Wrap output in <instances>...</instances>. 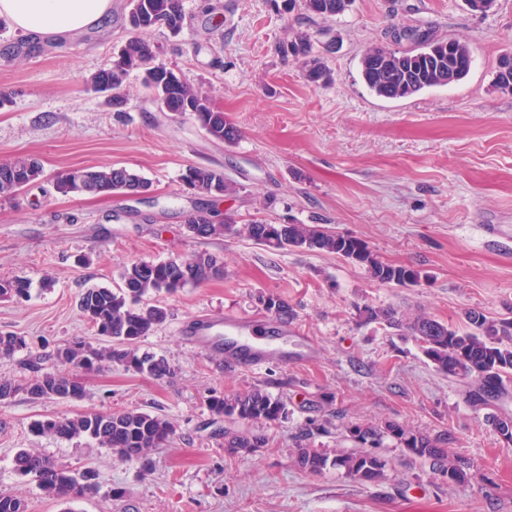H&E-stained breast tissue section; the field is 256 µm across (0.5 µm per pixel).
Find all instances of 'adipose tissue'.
I'll return each mask as SVG.
<instances>
[{
  "label": "adipose tissue",
  "instance_id": "obj_1",
  "mask_svg": "<svg viewBox=\"0 0 512 512\" xmlns=\"http://www.w3.org/2000/svg\"><path fill=\"white\" fill-rule=\"evenodd\" d=\"M111 12L112 0H0V18L33 34L77 32Z\"/></svg>",
  "mask_w": 512,
  "mask_h": 512
}]
</instances>
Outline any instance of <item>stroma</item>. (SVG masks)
Instances as JSON below:
<instances>
[{
	"instance_id": "1",
	"label": "stroma",
	"mask_w": 512,
	"mask_h": 512,
	"mask_svg": "<svg viewBox=\"0 0 512 512\" xmlns=\"http://www.w3.org/2000/svg\"><path fill=\"white\" fill-rule=\"evenodd\" d=\"M75 33L33 37L0 28V163L38 158L39 186L0 198V281L27 280V298L0 297V333L22 337L0 359V379L25 382L29 360L44 371L79 373L77 400H0V493L25 512H62L13 467L18 449L56 464L95 467L101 487L82 512H512V444L490 415L512 417V396L473 407L463 382L437 371L405 331L363 322L364 305L425 311L453 327L466 310L512 317V94L494 85L500 54L512 50V0L484 15L464 0H355L323 21L286 0H182L191 26L177 37L156 30L158 62L176 67L240 132L233 143L209 139L191 114L160 111L138 73L125 80L124 105L91 84L108 68L127 33L130 0ZM215 8L220 26L200 16ZM415 27L468 44L463 80L401 100L376 97L360 76L369 45L398 51L408 40L393 29ZM318 32L314 54L330 70L315 85L283 42ZM223 171L238 192L224 212L237 223L323 224L363 240L383 262L420 271L418 284L390 287L357 263L332 254L270 251L244 236L196 239L186 226L207 203L182 182L188 166ZM89 166L125 167L151 184L149 197L96 199L54 187L58 173ZM205 252L224 277L156 296L167 319L140 342L164 358L172 377L158 379L119 363L75 371L58 349L75 340L109 346L78 308L92 287L113 290L132 261L156 262ZM292 307L297 336L276 338L278 320L256 304L259 293ZM257 318L277 356L261 369L227 366L223 354L190 345L182 330L214 315ZM260 387L283 398L287 419L252 430L266 447L239 457L224 449L237 425L214 415L211 394ZM146 411L171 422L170 446L142 470L88 437L71 441L32 433L35 421L97 412ZM342 412L349 421H391L437 436L451 434L471 463L468 482L451 484L429 465L385 440L383 479L367 483L334 468L298 467L295 443L314 415Z\"/></svg>"
}]
</instances>
